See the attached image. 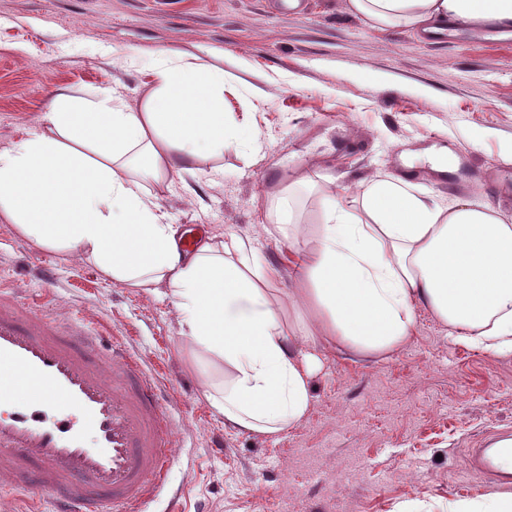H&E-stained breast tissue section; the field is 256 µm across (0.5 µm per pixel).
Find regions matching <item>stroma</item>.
I'll use <instances>...</instances> for the list:
<instances>
[{
  "instance_id": "obj_1",
  "label": "stroma",
  "mask_w": 512,
  "mask_h": 512,
  "mask_svg": "<svg viewBox=\"0 0 512 512\" xmlns=\"http://www.w3.org/2000/svg\"><path fill=\"white\" fill-rule=\"evenodd\" d=\"M270 0H0V151L38 133L60 92L116 90L138 108L161 54L223 66L224 120L247 144L195 173L172 174L156 202L180 229L214 242L255 239L291 288L292 255L270 236L274 194L300 173L352 202L378 177L448 206L492 202L512 221V37L465 28L427 45L379 29L343 0L298 14ZM137 53V65L127 57ZM447 148L448 170L430 159ZM49 264L53 285L37 267ZM0 286L45 311L125 336L162 390L176 434L166 487L143 512H395L419 500L475 499L500 482L472 451L512 435V354L449 340L428 310L396 354L362 361L326 351L304 421L275 436L239 434L201 394L164 292H136L95 265L37 249L0 216Z\"/></svg>"
}]
</instances>
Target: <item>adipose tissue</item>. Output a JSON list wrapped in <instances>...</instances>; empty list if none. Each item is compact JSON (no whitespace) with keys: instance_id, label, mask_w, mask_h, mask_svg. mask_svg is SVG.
Segmentation results:
<instances>
[{"instance_id":"obj_1","label":"adipose tissue","mask_w":512,"mask_h":512,"mask_svg":"<svg viewBox=\"0 0 512 512\" xmlns=\"http://www.w3.org/2000/svg\"><path fill=\"white\" fill-rule=\"evenodd\" d=\"M346 7L380 27L512 23V0ZM153 75L136 110L59 95L40 134L0 151V214L32 245L92 260L112 283L167 288L186 360L226 427L267 436L298 426L324 351L394 354L421 308L453 341L512 353V223L489 203L443 208L390 179L369 182L354 207L322 195L312 239L300 225L276 227L296 256L286 291L252 240L185 248L152 189L238 133L224 123L223 68L182 52L157 58Z\"/></svg>"}]
</instances>
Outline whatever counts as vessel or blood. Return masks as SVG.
<instances>
[{
    "label": "vessel or blood",
    "instance_id": "1",
    "mask_svg": "<svg viewBox=\"0 0 512 512\" xmlns=\"http://www.w3.org/2000/svg\"><path fill=\"white\" fill-rule=\"evenodd\" d=\"M0 476L53 498L52 512H137L165 482L173 432L160 389L120 337L0 294ZM477 463L512 477V447Z\"/></svg>",
    "mask_w": 512,
    "mask_h": 512
}]
</instances>
